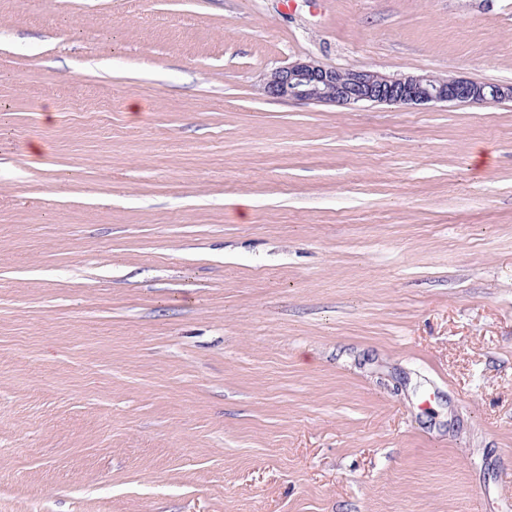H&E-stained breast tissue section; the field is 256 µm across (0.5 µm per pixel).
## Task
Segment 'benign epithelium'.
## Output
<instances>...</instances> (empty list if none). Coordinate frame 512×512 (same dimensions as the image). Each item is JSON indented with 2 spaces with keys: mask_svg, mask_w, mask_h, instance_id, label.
<instances>
[{
  "mask_svg": "<svg viewBox=\"0 0 512 512\" xmlns=\"http://www.w3.org/2000/svg\"><path fill=\"white\" fill-rule=\"evenodd\" d=\"M263 95L276 99L338 104L407 107L441 103L494 104L512 100V84L486 83L464 77L433 74H385L363 68H337L315 59L299 60L267 72Z\"/></svg>",
  "mask_w": 512,
  "mask_h": 512,
  "instance_id": "7a95c632",
  "label": "benign epithelium"
}]
</instances>
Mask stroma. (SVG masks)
<instances>
[{
    "label": "stroma",
    "instance_id": "obj_1",
    "mask_svg": "<svg viewBox=\"0 0 512 512\" xmlns=\"http://www.w3.org/2000/svg\"><path fill=\"white\" fill-rule=\"evenodd\" d=\"M512 0H0V512H512ZM260 90L271 98L338 104L349 108L365 104L423 107L441 103L494 104L512 100V84H492L433 74L391 75L363 68H337L311 58L267 72Z\"/></svg>",
    "mask_w": 512,
    "mask_h": 512
}]
</instances>
